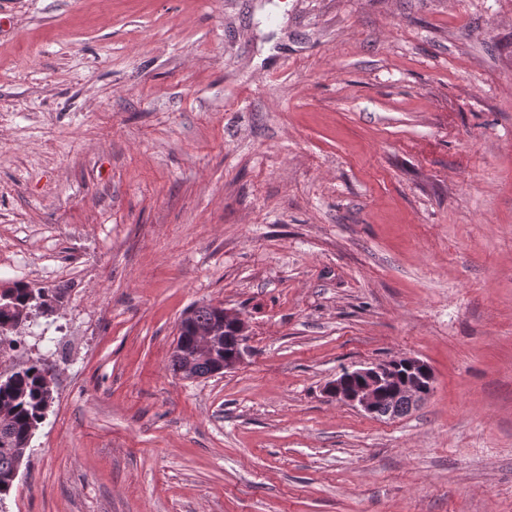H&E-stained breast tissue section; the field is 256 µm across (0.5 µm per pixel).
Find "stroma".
Listing matches in <instances>:
<instances>
[{
  "mask_svg": "<svg viewBox=\"0 0 512 512\" xmlns=\"http://www.w3.org/2000/svg\"><path fill=\"white\" fill-rule=\"evenodd\" d=\"M54 401L0 512H512V0H0V285ZM251 354L173 372L182 313ZM426 362L374 417L344 371ZM14 287V288H13ZM8 289L10 293V300L8 299ZM34 294V300L33 296ZM0 325L5 323H14V330L28 321V319L21 320V313L23 310L28 309L32 312L41 308L50 307L53 295L48 294L45 289L29 288L28 284L16 283L14 286L0 287ZM38 300H40L38 302ZM201 306L194 313V317L191 311L184 315V319H188V323L192 325L193 334L196 337L194 353L185 360L184 370L187 372L191 371L195 360L212 358L214 342L219 337L224 336L228 325L234 330L235 350L233 354L225 355L224 339L219 341L215 347V358L211 359V361L196 363L194 366V374L197 378L211 376L216 364L221 360H224V372H230L243 364L250 353L249 324L240 312L224 306V320L216 321L220 318L221 309L211 305ZM192 317L195 322H213L207 325H196L192 323ZM405 364L414 371L413 376H408L399 384L393 386V361L385 360L371 363L365 367L348 371L352 373L359 383L352 387H347L342 380L336 379L328 386L330 397L337 401L346 403L355 408H359L367 414L376 415L381 405L384 412L391 409L393 412L399 411L400 415L407 414L402 405L394 400L404 401V407L410 410L418 407L430 395V387H425L420 372L426 376L432 375L431 367L424 361L417 358H402ZM389 393L393 399H386L382 404L385 394ZM387 412L384 416L389 418L398 417L396 413Z\"/></svg>",
  "mask_w": 512,
  "mask_h": 512,
  "instance_id": "stroma-1",
  "label": "stroma"
}]
</instances>
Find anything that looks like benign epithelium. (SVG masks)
I'll list each match as a JSON object with an SVG mask.
<instances>
[{
	"mask_svg": "<svg viewBox=\"0 0 512 512\" xmlns=\"http://www.w3.org/2000/svg\"><path fill=\"white\" fill-rule=\"evenodd\" d=\"M229 326L234 330L235 350L233 354L224 356V371L230 372L243 364L250 353L249 324L240 312L226 307L224 320L207 325H192L196 337L195 350L185 360L184 370L191 371L199 359L212 358L214 342L224 335ZM404 362L414 371V375L395 386L392 385L393 361L385 360L353 370L352 374L359 383L352 387L346 386L340 379L332 382L328 386V393L330 397L370 415L379 412L382 399L387 393L395 400L404 401V407L416 408L430 395V388L424 386L422 375L429 376L433 371L427 363L417 358H406Z\"/></svg>",
	"mask_w": 512,
	"mask_h": 512,
	"instance_id": "1",
	"label": "benign epithelium"
}]
</instances>
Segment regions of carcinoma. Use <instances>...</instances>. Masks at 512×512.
Segmentation results:
<instances>
[{"label": "carcinoma", "instance_id": "carcinoma-1", "mask_svg": "<svg viewBox=\"0 0 512 512\" xmlns=\"http://www.w3.org/2000/svg\"><path fill=\"white\" fill-rule=\"evenodd\" d=\"M10 300H0V325L24 324L21 313L50 307L52 297L43 288L37 290L25 283L9 289ZM224 359V342L215 347V358L194 366L199 378L210 376L216 364ZM53 390L44 375L43 365L34 362L0 379V502L15 485L17 471L30 455L28 442L42 423Z\"/></svg>", "mask_w": 512, "mask_h": 512}]
</instances>
